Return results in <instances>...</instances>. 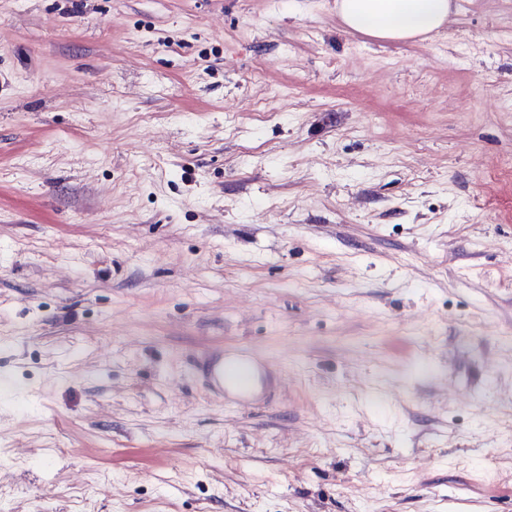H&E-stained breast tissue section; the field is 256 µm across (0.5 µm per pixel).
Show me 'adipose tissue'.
Instances as JSON below:
<instances>
[{
    "mask_svg": "<svg viewBox=\"0 0 512 512\" xmlns=\"http://www.w3.org/2000/svg\"><path fill=\"white\" fill-rule=\"evenodd\" d=\"M454 0H336V14L350 32L382 42H417L442 30Z\"/></svg>",
    "mask_w": 512,
    "mask_h": 512,
    "instance_id": "obj_1",
    "label": "adipose tissue"
}]
</instances>
